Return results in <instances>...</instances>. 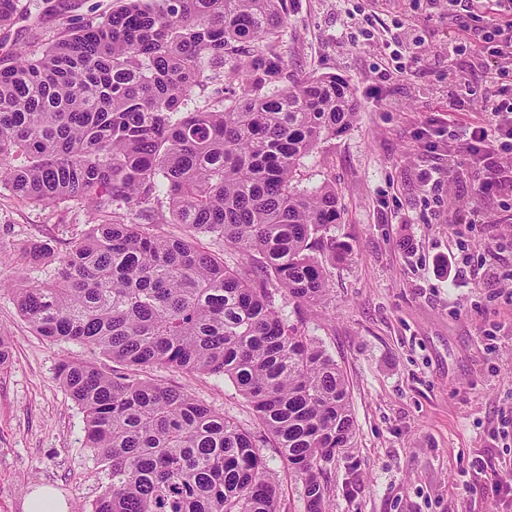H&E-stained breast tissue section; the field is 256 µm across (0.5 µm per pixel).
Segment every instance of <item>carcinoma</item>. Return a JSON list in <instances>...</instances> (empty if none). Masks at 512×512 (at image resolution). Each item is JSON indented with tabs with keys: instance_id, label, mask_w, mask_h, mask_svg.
Listing matches in <instances>:
<instances>
[{
	"instance_id": "1",
	"label": "carcinoma",
	"mask_w": 512,
	"mask_h": 512,
	"mask_svg": "<svg viewBox=\"0 0 512 512\" xmlns=\"http://www.w3.org/2000/svg\"><path fill=\"white\" fill-rule=\"evenodd\" d=\"M287 21L286 0H120L0 68V183L35 205L86 203L95 220L62 253L31 243L27 264L54 277L11 288L40 336L109 361L58 368L110 479L81 512H282L261 444L299 478L305 512H330L350 393L283 303L323 300L314 251H346L326 237L336 189L299 191L294 175L358 103L334 76L288 80ZM200 86L211 100L184 110ZM123 208L185 233L150 234ZM158 366L231 381L261 435L155 381Z\"/></svg>"
}]
</instances>
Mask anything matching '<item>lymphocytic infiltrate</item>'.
Returning <instances> with one entry per match:
<instances>
[{
  "label": "lymphocytic infiltrate",
  "mask_w": 512,
  "mask_h": 512,
  "mask_svg": "<svg viewBox=\"0 0 512 512\" xmlns=\"http://www.w3.org/2000/svg\"><path fill=\"white\" fill-rule=\"evenodd\" d=\"M463 35L481 42L502 78L485 99V113L464 130L460 153L472 169L496 168L480 181L481 195L512 199V0H448Z\"/></svg>",
  "instance_id": "obj_1"
}]
</instances>
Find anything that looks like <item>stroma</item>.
I'll return each mask as SVG.
<instances>
[{"label":"stroma","mask_w":512,"mask_h":512,"mask_svg":"<svg viewBox=\"0 0 512 512\" xmlns=\"http://www.w3.org/2000/svg\"><path fill=\"white\" fill-rule=\"evenodd\" d=\"M17 23L0 30V66L16 49L39 53L116 0H15ZM371 15V38H344ZM419 37L405 56L406 73L379 82L388 67L385 41L395 24ZM458 29L425 0H288L280 51L291 77L336 75L360 103L352 127L303 159L294 184L335 188L340 218L330 234L346 243L323 257L326 298L314 307L288 306L341 366L348 380L355 438L328 470L331 512H512L476 493L487 479L512 481V210L480 196L478 177L447 188L448 144L427 147L422 129L462 126L494 89L480 66L478 43L449 56ZM382 83L380 95L369 88ZM474 86L465 111H449L455 84ZM435 173L436 185L422 174ZM467 202L475 224L453 214ZM89 229L85 207L62 201L30 204L0 184V275L45 280L54 266H28L24 247L53 240L58 248ZM412 250H405V241ZM494 265L487 281L463 269L448 273V254ZM0 333L13 360L0 371V512H25L37 485L53 487L71 507L90 503L107 486V471L85 448L84 415L57 378L63 358L93 359L88 348L39 336L11 292L0 290ZM152 376L187 390L213 410L258 430L231 382L164 367ZM284 512H304L301 484L274 449L264 451Z\"/></svg>","instance_id":"stroma-1"}]
</instances>
